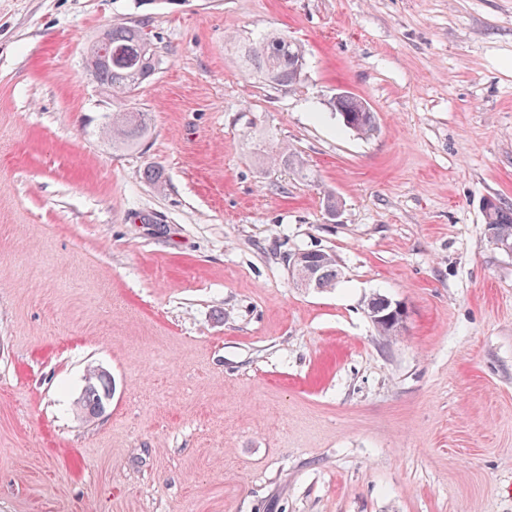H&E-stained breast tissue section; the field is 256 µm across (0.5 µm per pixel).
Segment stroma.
<instances>
[{
	"label": "stroma",
	"mask_w": 512,
	"mask_h": 512,
	"mask_svg": "<svg viewBox=\"0 0 512 512\" xmlns=\"http://www.w3.org/2000/svg\"><path fill=\"white\" fill-rule=\"evenodd\" d=\"M120 23L158 65L117 100L85 57ZM267 32L302 46L299 83L242 68ZM123 109L149 122L132 147ZM490 199L512 202V0H0V512H512ZM318 249L340 279L297 287ZM91 367L112 399L88 419ZM364 104L367 105L362 99L350 95L343 99L340 103V107L336 108V105H333L336 114L339 116L342 124L345 128L354 131L358 134L368 135L376 129V119L374 112L368 108L366 111ZM367 107H369L367 105ZM344 117H354L358 120V128L356 130L349 127L348 122L344 121ZM142 113L119 111L112 115V141L122 145L134 143L145 129ZM306 252L307 263L315 271V275L318 277L321 286L323 288H332L336 285V280L339 278L340 272L337 269L335 257L325 251L316 250L320 253H312V250H300ZM297 252L290 258V268L292 276L294 274L300 275L304 279V284L307 288H318L317 281L313 280V276L310 272L303 269L306 267L304 262L305 254ZM387 299L388 298H386L380 294H376V295H373L367 303L370 318H371L374 326L376 327L377 331L382 336L394 335L401 328V326H400L401 323L399 321L395 322L393 320H388V319H386V320L377 319V317H378L377 315L387 314L391 310L394 309L392 302H391V305H388V306L386 305ZM379 310H381L382 312L379 314L378 313L376 314V312ZM99 371L94 368L87 371L83 395L78 401L80 413L89 417L99 416L105 411L101 409V403L104 402L105 396L112 392L110 375Z\"/></svg>",
	"instance_id": "obj_1"
}]
</instances>
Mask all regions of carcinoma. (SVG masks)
Here are the masks:
<instances>
[{"label":"carcinoma","mask_w":512,"mask_h":512,"mask_svg":"<svg viewBox=\"0 0 512 512\" xmlns=\"http://www.w3.org/2000/svg\"><path fill=\"white\" fill-rule=\"evenodd\" d=\"M112 48V60L103 61L98 51ZM240 59L250 74L275 85H294L304 71L305 54L302 47L288 40L282 34L267 35L250 42L240 49ZM157 59L152 43L148 41L143 28L136 25L114 24L100 33L92 42L86 57V69L101 87L121 98L135 90L150 78L156 70ZM339 118L354 117L358 120L356 133L368 135L376 129L374 112L365 109L364 101L350 95L335 109ZM145 121L141 113L119 111L112 115V141L130 145L143 133ZM491 239L512 242V207L494 204L487 219ZM307 261L315 271L321 286L332 288L340 272L335 257L325 251L306 252ZM370 318L382 336L397 333L400 323L377 318V311L387 314L394 306L387 304V298L373 295L367 303ZM112 392L110 375L96 369L87 371L84 378L82 398L78 401L80 413L95 417L103 413L101 403Z\"/></svg>","instance_id":"cac0c4a2"}]
</instances>
